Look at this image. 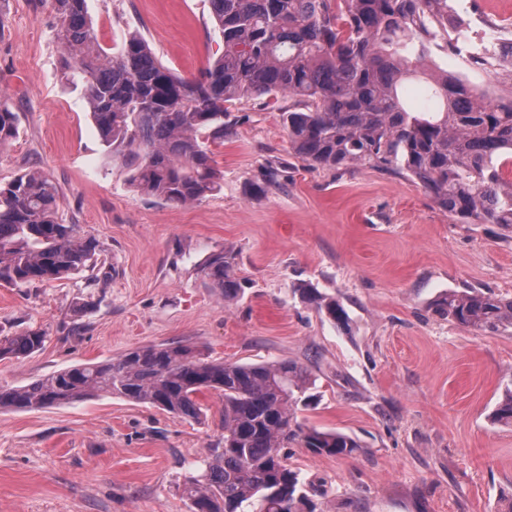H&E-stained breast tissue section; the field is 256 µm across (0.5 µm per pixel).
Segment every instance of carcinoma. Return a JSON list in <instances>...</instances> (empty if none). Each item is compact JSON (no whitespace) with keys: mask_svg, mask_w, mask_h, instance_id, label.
I'll return each mask as SVG.
<instances>
[{"mask_svg":"<svg viewBox=\"0 0 512 512\" xmlns=\"http://www.w3.org/2000/svg\"><path fill=\"white\" fill-rule=\"evenodd\" d=\"M223 51L200 74L164 65L137 31L109 52L87 0H49L63 53L61 79L79 89L108 152L128 183L170 205L199 201L220 185L213 148L224 143L227 105L287 93L305 110L285 117L291 150L314 168L367 165L417 181L437 205L465 224L512 229V95L483 102L448 71L428 68L448 0H209ZM486 67L491 49L464 42ZM19 120L0 101V145ZM61 190L39 168L0 184V285L58 280L94 262L98 245L59 216ZM201 272L224 300L243 285L235 255L211 253ZM302 301L348 326L342 305L310 284ZM438 311L480 334L512 329V298L478 288L451 290ZM43 329L0 339V360L27 356ZM313 385L289 361L207 360L189 344L145 345L84 363L26 385L0 387V410H37L102 394L149 404L181 418L205 416L199 395L224 396V436L186 477L192 512H322L325 491L306 482L281 449L296 443L315 455L350 456L360 444L338 431L306 428L293 406ZM512 427V388L493 412Z\"/></svg>","mask_w":512,"mask_h":512,"instance_id":"cac0c4a2","label":"carcinoma"}]
</instances>
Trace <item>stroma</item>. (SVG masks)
<instances>
[{"mask_svg":"<svg viewBox=\"0 0 512 512\" xmlns=\"http://www.w3.org/2000/svg\"><path fill=\"white\" fill-rule=\"evenodd\" d=\"M105 46L138 31L176 73L223 50L208 0H87ZM462 28L512 32V0H448ZM48 0H0V101L19 134L0 148V183L31 167L62 189L59 213L99 244L96 273L0 286V337L47 333L42 350L0 360L15 387L150 344L182 342L217 361L307 367L315 401L298 422L355 438L353 455L285 450L327 491L323 512H490L512 494V428L491 413L512 385V335L476 334L436 303L478 288L512 297V229L459 224L410 177L363 165L313 168L293 155L288 94L229 105L207 198L173 206L129 186L78 91L60 75ZM230 251L244 290L204 280ZM310 283L346 308L339 328L296 293ZM185 420L109 395L0 412V512H189L185 478L222 437L224 400Z\"/></svg>","mask_w":512,"mask_h":512,"instance_id":"35a3bbf8","label":"stroma"}]
</instances>
